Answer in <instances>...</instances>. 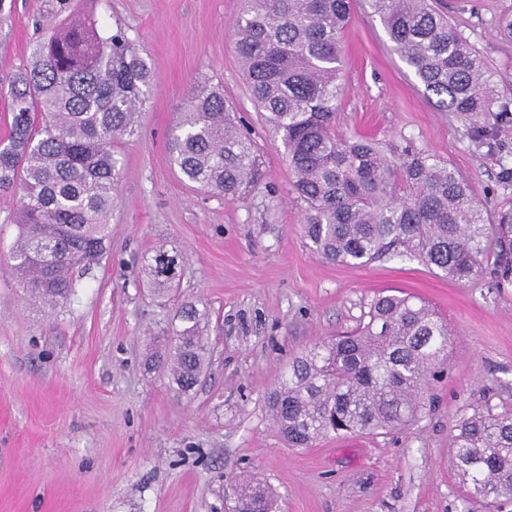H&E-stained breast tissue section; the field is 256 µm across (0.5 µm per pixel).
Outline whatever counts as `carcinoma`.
Here are the masks:
<instances>
[{
	"instance_id": "cac0c4a2",
	"label": "carcinoma",
	"mask_w": 512,
	"mask_h": 512,
	"mask_svg": "<svg viewBox=\"0 0 512 512\" xmlns=\"http://www.w3.org/2000/svg\"><path fill=\"white\" fill-rule=\"evenodd\" d=\"M232 24L237 57L266 125L281 137L292 188L305 205L304 230L331 262L366 264L392 247L419 253L457 282L479 277L489 259L512 273V209L490 214L471 184L431 154L386 155L372 139L336 133L343 67L341 34L351 0H244ZM424 91L446 112L512 111L484 56L429 0H365ZM151 67L124 31L106 37L85 16L46 28L8 85L9 146L0 150V187L19 184L18 234L10 271L61 307L75 293L74 268L106 254L120 178L116 148L136 132L150 98ZM184 181L226 199L261 177L250 130L224 97L197 85L169 143ZM181 256L163 248L144 273L164 294ZM184 302L165 337L175 391H192L207 364L200 324ZM450 331L422 299L384 295L355 331L294 357L267 396L290 448L348 434L405 427L426 409L427 383L448 361ZM455 463L469 500L486 508L512 499V409L476 412L455 425ZM253 512H276L269 491L240 490Z\"/></svg>"
}]
</instances>
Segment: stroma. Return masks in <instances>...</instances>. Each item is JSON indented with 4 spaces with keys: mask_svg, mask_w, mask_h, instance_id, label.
<instances>
[{
    "mask_svg": "<svg viewBox=\"0 0 512 512\" xmlns=\"http://www.w3.org/2000/svg\"><path fill=\"white\" fill-rule=\"evenodd\" d=\"M512 101V39L495 18L512 0H437ZM123 27L156 82L137 136L123 140L110 252L75 271L76 293L43 309L10 272L20 193L0 189V512H238L234 488H272L280 512H468L453 427L512 408V281L461 283L397 248L334 264L304 233L280 137L265 125L234 51L241 0H0V87L25 64L37 18L65 7ZM345 93L336 130L425 152L468 179L490 207L512 203V118L440 111L360 0L342 34ZM222 86L249 124L266 176L230 200L192 188L167 139L200 81ZM180 253V280L155 295L142 262ZM424 299L452 331L435 403L390 434L291 448L266 397L289 361L354 327L382 292ZM209 316L206 376L178 396L148 369L182 303Z\"/></svg>",
    "mask_w": 512,
    "mask_h": 512,
    "instance_id": "stroma-1",
    "label": "stroma"
}]
</instances>
